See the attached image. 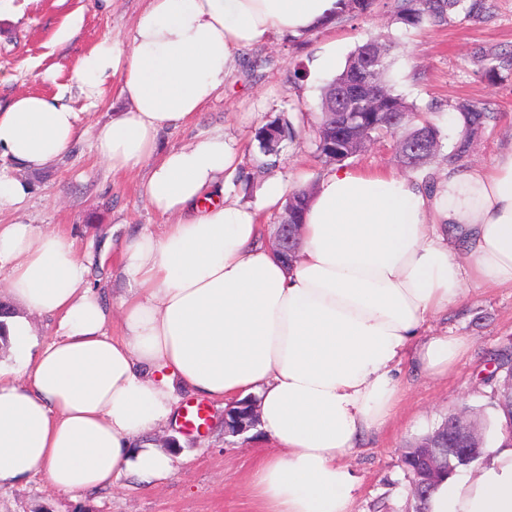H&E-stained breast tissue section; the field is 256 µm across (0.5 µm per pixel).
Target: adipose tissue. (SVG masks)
<instances>
[{"mask_svg":"<svg viewBox=\"0 0 512 512\" xmlns=\"http://www.w3.org/2000/svg\"><path fill=\"white\" fill-rule=\"evenodd\" d=\"M342 8L145 0L125 48L107 36L79 58L73 87L88 105L116 77L129 103L95 128L96 157L115 172L145 171L143 196L166 224L120 244L129 288L117 338L73 239L20 217L0 224V273L20 309L0 320L19 357L0 367V489L38 472L71 494L124 475L173 477V456L144 438L169 425L182 393L252 396L274 445L250 476L252 512H353L360 481L346 457L391 418L396 368L446 374L464 342L428 334L430 322L464 284L512 288V146L428 182L330 170L288 266L261 240V211L284 203L280 178L266 181L259 207L243 206L227 191L241 158L224 131L158 147L223 88L242 50L316 32ZM80 136L64 95L0 104V158L23 168H51ZM33 315L55 320L54 340H35ZM425 509L512 512V442L442 479Z\"/></svg>","mask_w":512,"mask_h":512,"instance_id":"obj_1","label":"adipose tissue"}]
</instances>
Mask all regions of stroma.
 Masks as SVG:
<instances>
[{"label":"stroma","mask_w":512,"mask_h":512,"mask_svg":"<svg viewBox=\"0 0 512 512\" xmlns=\"http://www.w3.org/2000/svg\"><path fill=\"white\" fill-rule=\"evenodd\" d=\"M143 4L144 0H112L106 12L98 0H13L11 16L0 20V99L17 92L53 94L70 85L78 58L104 36L124 47ZM70 19L77 22L75 34L57 40L58 28ZM384 30L394 37L390 83L408 101L432 106L433 119L444 134L442 153L451 151L460 132L450 108L453 101L467 98L497 112V123L474 135L470 154L459 168L468 171L489 164L512 142V74L486 77L470 56L480 46L512 49V0H492L491 16L482 23L459 21L408 30L393 23L386 0H376L370 13L335 27L294 42L274 38L244 51L237 72L217 98L194 123L164 132L161 146L178 148L223 128L240 142L243 156L244 175L234 182L231 193L254 205L263 181L272 175L295 186L317 185L329 168L316 158L309 131L318 121L321 88L331 75L314 70L315 55L333 43L340 61H347L371 34ZM72 105L82 114L85 133L56 166L30 172L0 160L1 173L31 186L19 211L0 212V222H11L19 212L41 229L74 239L88 263L90 281L113 307L126 287L117 243L143 229L158 230L162 218L145 202L140 176L112 173L92 150L91 130L126 106L118 86H111L98 106H87L79 98ZM278 116L305 127L308 134L283 141L275 166L267 168L255 132ZM344 165L404 172L389 137L371 142ZM431 327L433 332L463 338L466 348L442 376L402 367L403 393L394 418L363 437L348 457L361 479L354 512H412L414 501L401 467L406 446L461 405L494 412L501 384L495 356L512 350V290L470 289L446 318ZM207 408L211 422L201 432L171 426L150 436L154 446L181 457L178 476L149 488L124 476L108 487L64 494L38 473L0 489V512H248L249 475L268 443L256 427L236 436L225 434L223 405L211 401Z\"/></svg>","instance_id":"1"}]
</instances>
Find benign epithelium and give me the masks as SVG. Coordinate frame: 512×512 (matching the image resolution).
Returning <instances> with one entry per match:
<instances>
[{
	"label": "benign epithelium",
	"instance_id": "benign-epithelium-1",
	"mask_svg": "<svg viewBox=\"0 0 512 512\" xmlns=\"http://www.w3.org/2000/svg\"><path fill=\"white\" fill-rule=\"evenodd\" d=\"M298 232L295 225L288 221V214L280 217L276 231L275 252L282 256H290L296 251ZM258 423L255 404L246 401L236 408L224 412V431L239 435ZM448 447L419 448L412 444L405 454L413 456L417 463L415 477L411 480V494L416 502H421L427 493L435 487L438 479L448 472V454L455 455L458 461L465 462L468 458L481 451L471 446V440L477 433V423L469 410L460 407L448 417Z\"/></svg>",
	"mask_w": 512,
	"mask_h": 512
}]
</instances>
